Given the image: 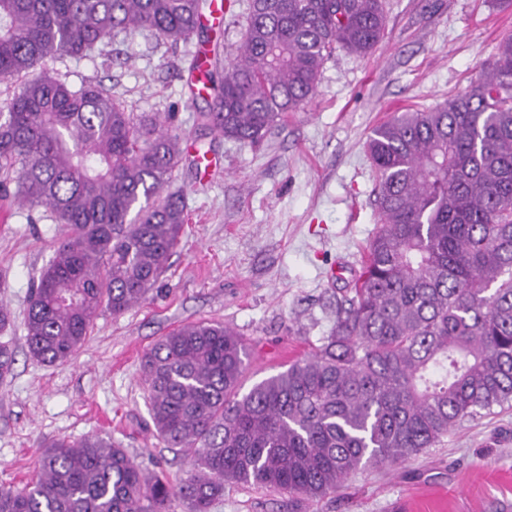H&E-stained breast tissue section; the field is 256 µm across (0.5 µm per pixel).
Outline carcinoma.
Listing matches in <instances>:
<instances>
[{
  "mask_svg": "<svg viewBox=\"0 0 512 512\" xmlns=\"http://www.w3.org/2000/svg\"><path fill=\"white\" fill-rule=\"evenodd\" d=\"M211 0H0V199L62 225L24 317L28 353L63 365L98 313L120 315L165 273L187 223L164 192L184 137L48 61L109 57L121 35L209 38ZM383 0H248L236 52L202 75L196 124L256 145L315 96L337 48L364 56ZM375 221L364 270L324 343L242 392L250 347L230 326L183 325L142 361L156 436L189 456L172 484L98 436L45 446L0 512H211L224 484L299 504L360 470L426 452L461 422L512 403V36L460 93L397 113L367 141Z\"/></svg>",
  "mask_w": 512,
  "mask_h": 512,
  "instance_id": "obj_1",
  "label": "carcinoma"
}]
</instances>
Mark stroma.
<instances>
[{
    "mask_svg": "<svg viewBox=\"0 0 512 512\" xmlns=\"http://www.w3.org/2000/svg\"><path fill=\"white\" fill-rule=\"evenodd\" d=\"M385 2V35L374 52H333L312 101L256 147L194 130V45L136 35L114 60H55L69 83L102 84L137 112L176 113L180 130L193 132L172 183L188 222L148 297L121 315L99 314L72 360L47 366L29 356L23 322L61 226L42 208L0 206V300L14 317L0 337L15 354L0 379V486L23 487L44 443L87 435L178 483L189 463L155 437L141 371L160 338L197 321L230 325L252 345L249 388L330 334L336 297L351 286L375 228L372 130L465 88L512 34V9L492 0ZM211 512H288V497L228 483ZM306 512H512V408L464 421L426 453L355 473Z\"/></svg>",
    "mask_w": 512,
    "mask_h": 512,
    "instance_id": "stroma-1",
    "label": "stroma"
}]
</instances>
